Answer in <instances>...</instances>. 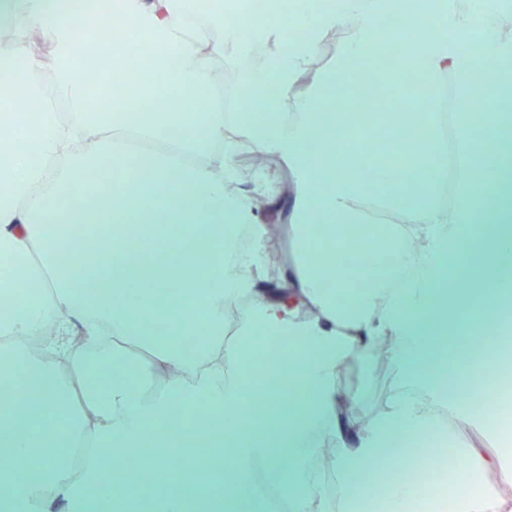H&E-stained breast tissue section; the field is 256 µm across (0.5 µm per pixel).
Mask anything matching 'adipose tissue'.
Wrapping results in <instances>:
<instances>
[{
	"label": "adipose tissue",
	"mask_w": 512,
	"mask_h": 512,
	"mask_svg": "<svg viewBox=\"0 0 512 512\" xmlns=\"http://www.w3.org/2000/svg\"><path fill=\"white\" fill-rule=\"evenodd\" d=\"M471 0H400L411 33L408 47L421 82L447 95L451 112H392L387 125L404 176L382 194L378 176L366 175L346 129L326 126L309 144L308 129L332 92L354 84L361 70L388 51L374 23L389 0H342L313 21V34L297 42L285 34L286 15L253 17L238 11L250 37L239 41L224 15V0H113L127 35L110 46L75 48L82 17L67 0H0V19L25 17L38 31L34 48L0 42V81L40 95L44 105L66 100L73 116L46 124L26 140L0 139V289H12L0 310V394L12 397L0 412V506L36 500L38 512H68L75 487L96 468L97 449L108 448L118 466L108 492L128 505L152 496L160 512H189L191 501L218 496V512H365L374 485H382L381 512H438L439 498L423 501L408 482L380 483L375 462L404 450L418 436L441 435V416L452 419L458 447L484 467L489 458L464 436L479 414L468 400L481 366L440 361L421 319L456 322V338L475 321L500 316L492 298L512 279V141L502 118L512 112V0H487L474 26ZM223 28L224 39L213 32ZM338 32L336 67H313L322 40ZM155 48L173 112H133L131 97L155 83L130 86L125 65L142 43ZM265 48L260 69L241 64ZM238 71L241 88L277 92L265 110H228L217 67ZM111 90L89 99L90 76ZM480 98L487 111L470 122L454 115ZM416 136H409L410 127ZM279 160L293 177L288 210L295 262L270 299L267 270L251 250L230 255L241 225L259 227L274 194L264 178L227 197L238 183L236 145ZM36 153L42 167L25 163ZM500 227L479 228L487 211ZM80 224H102L101 256L111 274L92 278L88 256L76 252L60 212ZM390 215L364 258L333 247L346 226L377 223ZM161 252L132 267L123 260L126 225ZM72 259L61 274V254ZM218 266L223 276L212 277ZM236 305L232 332L224 310ZM60 312L50 355L12 343L21 325L43 328ZM162 324L157 343L136 329ZM199 339L186 354L182 339ZM282 346L274 374L253 371L265 340ZM112 348V379L86 373L83 348ZM385 359L402 375L384 411L351 438L343 424L358 416L361 398L336 386L339 367L354 356ZM181 400L184 415L171 423L168 408ZM224 421L222 466L193 454L212 419ZM148 436L174 449L159 460L162 475L139 480L129 458ZM336 450L339 489L327 494L315 467L319 449ZM50 448L41 463L32 451ZM293 460L282 469L274 455Z\"/></svg>",
	"instance_id": "adipose-tissue-1"
}]
</instances>
